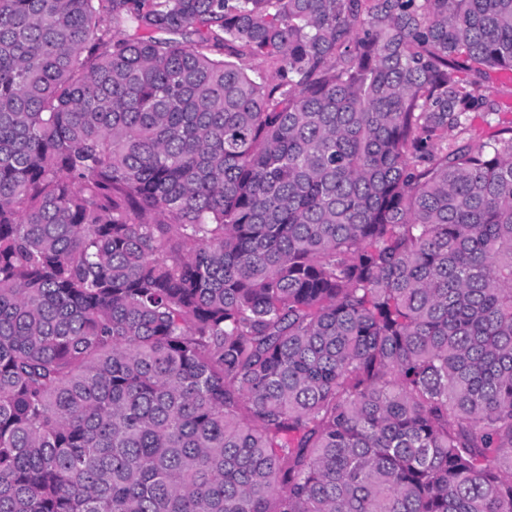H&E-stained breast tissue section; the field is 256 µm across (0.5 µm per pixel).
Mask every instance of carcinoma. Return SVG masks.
<instances>
[{"label": "carcinoma", "instance_id": "cac0c4a2", "mask_svg": "<svg viewBox=\"0 0 512 512\" xmlns=\"http://www.w3.org/2000/svg\"><path fill=\"white\" fill-rule=\"evenodd\" d=\"M502 68L512 0H0V512H512ZM485 85L493 87L496 91V99L501 107L500 118L509 121L512 117V71L508 69H497L489 73Z\"/></svg>", "mask_w": 512, "mask_h": 512}]
</instances>
